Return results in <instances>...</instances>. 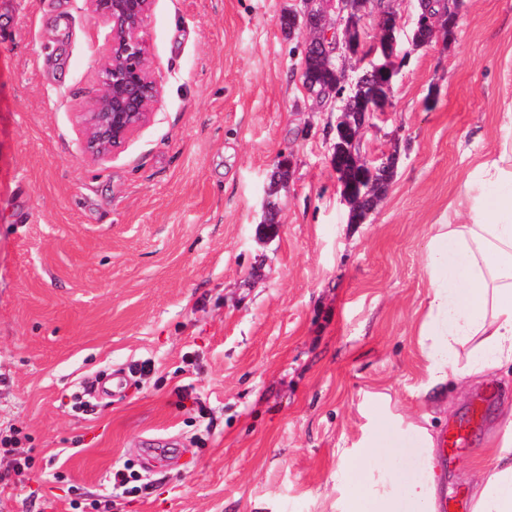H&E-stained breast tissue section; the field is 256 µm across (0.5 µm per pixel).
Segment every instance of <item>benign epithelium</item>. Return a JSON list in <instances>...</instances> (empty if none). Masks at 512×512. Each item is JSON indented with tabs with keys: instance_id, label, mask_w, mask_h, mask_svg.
Returning <instances> with one entry per match:
<instances>
[{
	"instance_id": "benign-epithelium-1",
	"label": "benign epithelium",
	"mask_w": 512,
	"mask_h": 512,
	"mask_svg": "<svg viewBox=\"0 0 512 512\" xmlns=\"http://www.w3.org/2000/svg\"><path fill=\"white\" fill-rule=\"evenodd\" d=\"M445 9L431 16L421 13L412 34L410 49L452 33L462 0H443ZM91 17L106 29L103 62L97 74L94 95L80 113L84 150L95 160H106L141 127L146 125L159 101V90L150 64L146 39L152 0H88ZM301 34L304 60L319 66L307 85L334 93L349 85L356 93V106L339 107L336 143L330 164L336 173L342 201L348 208H361L368 215L384 198L388 187L380 186V167L360 154L362 131L371 114L392 105L393 83L398 73L397 48L401 44L400 16L396 0H304ZM375 17L376 34L365 44L364 21ZM368 66L355 79L349 71L364 59Z\"/></svg>"
}]
</instances>
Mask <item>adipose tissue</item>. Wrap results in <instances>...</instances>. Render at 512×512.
<instances>
[{
	"label": "adipose tissue",
	"instance_id": "obj_1",
	"mask_svg": "<svg viewBox=\"0 0 512 512\" xmlns=\"http://www.w3.org/2000/svg\"><path fill=\"white\" fill-rule=\"evenodd\" d=\"M485 192L456 224H434L424 257L428 301L417 336L430 386L461 384L512 365V164L480 166ZM429 448L427 429L382 413L343 480L346 512H437L429 456L406 465V442ZM471 512H512V417L480 462Z\"/></svg>",
	"mask_w": 512,
	"mask_h": 512
}]
</instances>
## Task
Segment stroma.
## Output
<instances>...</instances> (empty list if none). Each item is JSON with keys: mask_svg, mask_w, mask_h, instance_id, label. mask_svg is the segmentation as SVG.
I'll use <instances>...</instances> for the list:
<instances>
[{"mask_svg": "<svg viewBox=\"0 0 512 512\" xmlns=\"http://www.w3.org/2000/svg\"><path fill=\"white\" fill-rule=\"evenodd\" d=\"M302 9L153 0L159 103L97 161L79 114L104 29L86 0H0V436L32 460L19 481L0 453V512H94L123 464L152 487L114 512H344L383 402L435 435L480 404L438 473L468 501L512 373L437 397L416 331L429 227L474 204L505 138L512 0H463L451 40L402 58L361 142L396 154L395 176L360 224L330 164L336 104L307 92L284 27ZM142 362L125 393L75 409L85 382ZM150 448L166 463L141 464Z\"/></svg>", "mask_w": 512, "mask_h": 512, "instance_id": "1", "label": "stroma"}]
</instances>
